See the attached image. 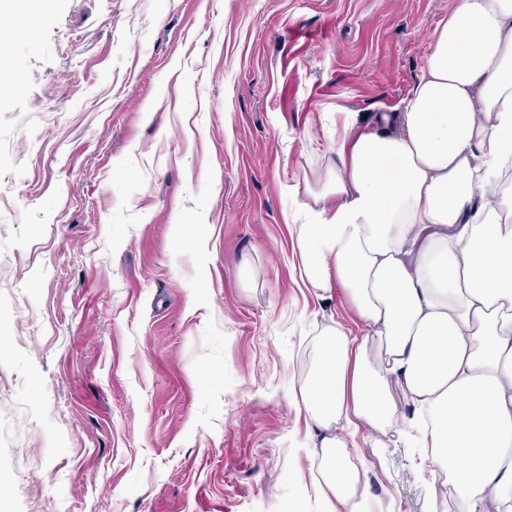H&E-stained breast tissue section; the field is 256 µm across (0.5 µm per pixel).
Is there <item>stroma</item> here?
<instances>
[{
  "label": "stroma",
  "mask_w": 512,
  "mask_h": 512,
  "mask_svg": "<svg viewBox=\"0 0 512 512\" xmlns=\"http://www.w3.org/2000/svg\"><path fill=\"white\" fill-rule=\"evenodd\" d=\"M455 2L39 0L0 56V512H322L291 397L356 317L290 188ZM419 454L360 438L374 512H429Z\"/></svg>",
  "instance_id": "1"
}]
</instances>
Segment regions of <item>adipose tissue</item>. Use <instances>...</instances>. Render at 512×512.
Returning <instances> with one entry per match:
<instances>
[{
	"instance_id": "1",
	"label": "adipose tissue",
	"mask_w": 512,
	"mask_h": 512,
	"mask_svg": "<svg viewBox=\"0 0 512 512\" xmlns=\"http://www.w3.org/2000/svg\"><path fill=\"white\" fill-rule=\"evenodd\" d=\"M303 284L343 288L294 406L325 512H367L361 429L423 448L458 512H512V0H456L401 111L303 180Z\"/></svg>"
}]
</instances>
